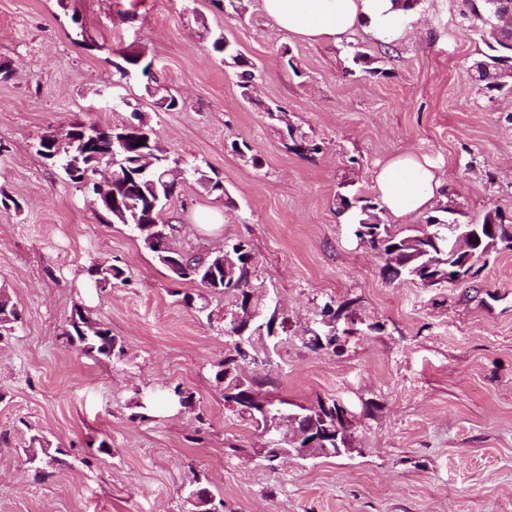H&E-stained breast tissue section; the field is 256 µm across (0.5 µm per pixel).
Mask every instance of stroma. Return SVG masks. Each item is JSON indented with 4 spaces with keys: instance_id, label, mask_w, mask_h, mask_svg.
<instances>
[{
    "instance_id": "35a3bbf8",
    "label": "stroma",
    "mask_w": 512,
    "mask_h": 512,
    "mask_svg": "<svg viewBox=\"0 0 512 512\" xmlns=\"http://www.w3.org/2000/svg\"><path fill=\"white\" fill-rule=\"evenodd\" d=\"M243 4L0 0V186L14 200L0 205V287L21 312L0 338V512H187L197 482L224 512H512V250L452 288L389 283L336 211L337 191L372 195L376 165L411 151L437 165V200H454L463 221L496 207L512 215V95L474 79L482 18L464 0H420L400 39L309 44L279 31L259 0ZM220 34L262 71L252 100L211 48ZM128 47L176 108L116 71L112 52ZM357 50L374 74L354 72ZM271 102L322 152L290 151L263 110ZM136 112L227 192L182 182L163 214L178 227L174 247L205 254L248 241L288 319L266 395L342 401L360 453L275 469L255 456L266 436L232 415L212 376L225 355L223 296H208L205 314L188 307L196 284L173 281L128 227L99 222L37 153L38 138L69 120L113 126ZM97 264L122 267L127 282L95 287ZM330 298L371 329L339 352L310 350L297 334ZM77 307L111 328L124 355L68 343ZM178 384L194 408L160 403L137 419L138 393ZM34 433L62 463L29 462Z\"/></svg>"
}]
</instances>
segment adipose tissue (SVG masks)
Listing matches in <instances>:
<instances>
[{"label": "adipose tissue", "instance_id": "1", "mask_svg": "<svg viewBox=\"0 0 512 512\" xmlns=\"http://www.w3.org/2000/svg\"><path fill=\"white\" fill-rule=\"evenodd\" d=\"M261 8L279 31L302 41L336 44L365 24L385 41L402 33L401 12L391 0H261ZM440 185L436 166L413 152L397 154L373 173L380 201L398 219L430 208Z\"/></svg>", "mask_w": 512, "mask_h": 512}]
</instances>
